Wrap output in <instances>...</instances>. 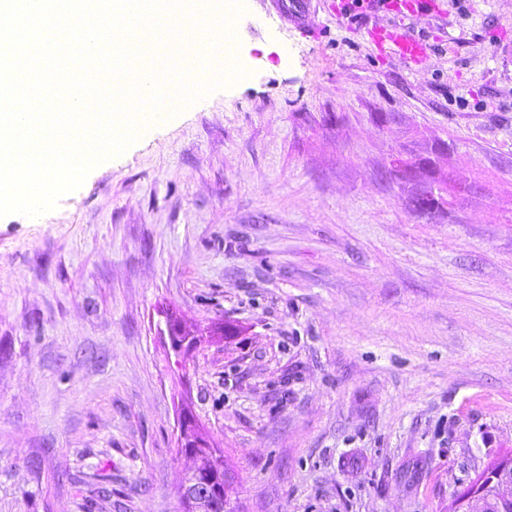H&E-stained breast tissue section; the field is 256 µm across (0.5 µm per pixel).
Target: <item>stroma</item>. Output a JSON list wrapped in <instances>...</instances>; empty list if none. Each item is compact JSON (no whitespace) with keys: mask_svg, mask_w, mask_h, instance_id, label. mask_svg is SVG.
Returning <instances> with one entry per match:
<instances>
[{"mask_svg":"<svg viewBox=\"0 0 512 512\" xmlns=\"http://www.w3.org/2000/svg\"><path fill=\"white\" fill-rule=\"evenodd\" d=\"M337 3L242 0L245 77L0 218V512H180L186 412L237 512H450L512 451V0L406 19L415 71ZM272 6L289 22L297 26L304 36H315L316 31L309 24L314 0H270Z\"/></svg>","mask_w":512,"mask_h":512,"instance_id":"stroma-1","label":"stroma"}]
</instances>
